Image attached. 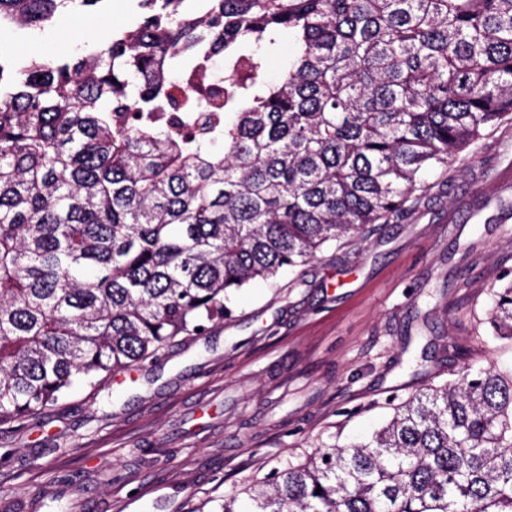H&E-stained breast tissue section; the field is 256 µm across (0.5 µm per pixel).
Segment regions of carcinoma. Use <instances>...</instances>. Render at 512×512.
<instances>
[{
  "mask_svg": "<svg viewBox=\"0 0 512 512\" xmlns=\"http://www.w3.org/2000/svg\"><path fill=\"white\" fill-rule=\"evenodd\" d=\"M106 2L0 0V25ZM186 2L138 0L52 57L0 42L1 434L401 215L512 121V0ZM489 295L512 341V270ZM244 493L248 512H512V368L464 366Z\"/></svg>",
  "mask_w": 512,
  "mask_h": 512,
  "instance_id": "1",
  "label": "carcinoma"
}]
</instances>
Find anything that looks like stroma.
<instances>
[{
	"instance_id": "obj_1",
	"label": "stroma",
	"mask_w": 512,
	"mask_h": 512,
	"mask_svg": "<svg viewBox=\"0 0 512 512\" xmlns=\"http://www.w3.org/2000/svg\"><path fill=\"white\" fill-rule=\"evenodd\" d=\"M137 0L68 17L19 54H55L134 23ZM512 125L434 171L412 212L357 243H334L275 282L233 298V316L176 337L162 359L75 386L23 431L0 435V512H126L168 482L175 512H218L226 494L370 434L389 398L468 364H512L485 321L488 290L512 269ZM58 502L43 498L46 488Z\"/></svg>"
}]
</instances>
